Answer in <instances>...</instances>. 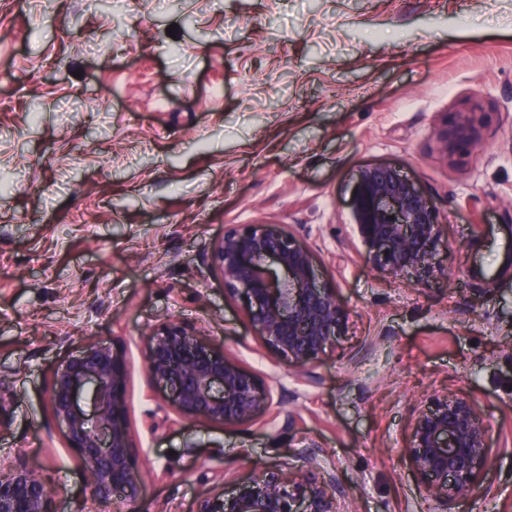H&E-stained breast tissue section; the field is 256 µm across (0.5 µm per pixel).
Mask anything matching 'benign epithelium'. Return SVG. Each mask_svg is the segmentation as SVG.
Returning a JSON list of instances; mask_svg holds the SVG:
<instances>
[{
    "label": "benign epithelium",
    "mask_w": 512,
    "mask_h": 512,
    "mask_svg": "<svg viewBox=\"0 0 512 512\" xmlns=\"http://www.w3.org/2000/svg\"><path fill=\"white\" fill-rule=\"evenodd\" d=\"M472 112H448L437 134L439 150L462 163L481 137ZM352 229L365 259L384 276L422 286L435 273L441 224L433 200L390 164L361 167L349 201ZM227 293L238 299L264 346L288 365L316 362L347 319L335 290L320 285L311 250L278 224L231 228L212 249ZM149 377L169 389L180 415L224 426L246 423L271 407L256 376L224 350L204 342L188 325L168 321L146 344ZM129 369L114 343L98 341L63 361L53 373L49 403L65 438L83 464L90 495L110 502L139 498L143 477L128 418ZM490 430L468 397L435 394L412 420L405 449L439 512L487 494L479 473L491 455ZM308 445L307 467L297 479L283 470L259 469L231 494L224 479L197 512H340L344 487ZM0 512H57L54 494L21 462L0 474Z\"/></svg>",
    "instance_id": "7a95c632"
}]
</instances>
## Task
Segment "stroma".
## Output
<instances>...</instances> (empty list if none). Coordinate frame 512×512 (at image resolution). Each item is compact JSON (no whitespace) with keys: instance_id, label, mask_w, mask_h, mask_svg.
I'll return each mask as SVG.
<instances>
[{"instance_id":"1","label":"stroma","mask_w":512,"mask_h":512,"mask_svg":"<svg viewBox=\"0 0 512 512\" xmlns=\"http://www.w3.org/2000/svg\"><path fill=\"white\" fill-rule=\"evenodd\" d=\"M176 36H169V25ZM485 112L462 164L445 113ZM398 166L432 197L436 273L413 286L364 260L358 168ZM279 224L343 302L313 365L269 352L224 289L225 229ZM512 0H0V461L22 460L57 512H195L223 475L321 447L344 512H435L404 450L435 394L491 427V493L512 512ZM183 322L257 377L270 411L227 427L181 418L145 346ZM116 339L140 498L87 490L48 390L57 365Z\"/></svg>"}]
</instances>
